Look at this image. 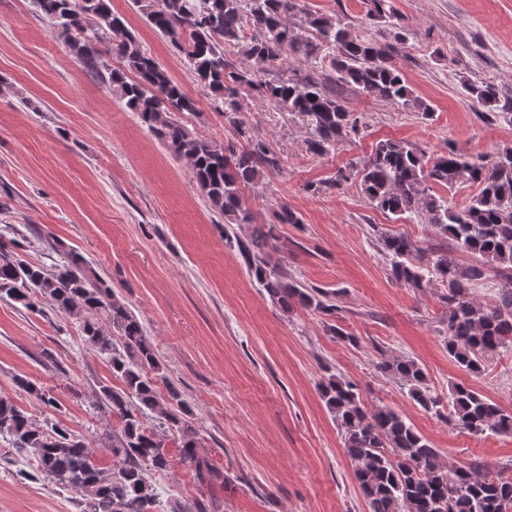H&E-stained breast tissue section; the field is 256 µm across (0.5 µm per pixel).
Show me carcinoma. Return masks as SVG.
<instances>
[{
    "mask_svg": "<svg viewBox=\"0 0 512 512\" xmlns=\"http://www.w3.org/2000/svg\"><path fill=\"white\" fill-rule=\"evenodd\" d=\"M36 2L84 67L105 76L112 95L137 114L174 159L189 162L198 190L224 215L228 240L234 225L256 223L245 190L285 170L283 153L240 120L248 102L258 100L298 118L307 131L305 151L317 157L331 154L340 140L357 137L366 127L362 113L336 93L338 85H351L424 118L432 115L393 63L392 44L353 36L340 18L312 11L303 0H133L145 21L182 54L197 85L223 104L233 140H208L177 118L179 112L198 111L197 101L142 47L126 17L112 11V0ZM367 4L369 20H396L387 0ZM294 16L299 21H291ZM109 56L119 65L111 66ZM278 62L288 64V77L265 78L267 67ZM295 62L320 73L295 68ZM467 90L480 104L498 102L490 81ZM348 182L373 208L396 221L423 219L455 247L479 257L460 266L441 248L420 249L403 234L382 236L395 280L417 291L442 289L448 356L462 370L480 374L491 355L512 346V147L488 160L452 145L429 154L412 143L387 139L367 159L338 168L313 191ZM464 183L478 193L461 207L435 191L440 186L451 193ZM278 240L273 227L259 226L250 242L237 241L249 275L282 308L298 305L336 314L338 293L306 286L271 266L268 249H278ZM42 243L61 255L51 269L23 259L26 238L0 234V298L29 310L43 298L54 312L78 320L85 344L108 360L112 375L122 382L100 389L101 409L115 420L112 465L96 464L83 437L59 424L40 427L2 397L0 436L31 456L36 472L79 494L83 512L159 507L149 472L171 467L169 437L199 482L224 480L213 460L198 452L202 437L186 402L172 388L162 392L156 349L135 313L82 256L55 240ZM491 272L497 293L485 303L473 296L472 286ZM375 368L406 388L422 410L456 429L512 436V411L472 387L457 384L445 398L432 389L417 361L401 355L383 353ZM16 385L56 406L50 393L28 379L18 377ZM320 395L354 462V480L369 512H512V482L475 464L445 462L407 418L386 406L368 408L356 383L332 374L322 382Z\"/></svg>",
    "mask_w": 512,
    "mask_h": 512,
    "instance_id": "cac0c4a2",
    "label": "carcinoma"
}]
</instances>
